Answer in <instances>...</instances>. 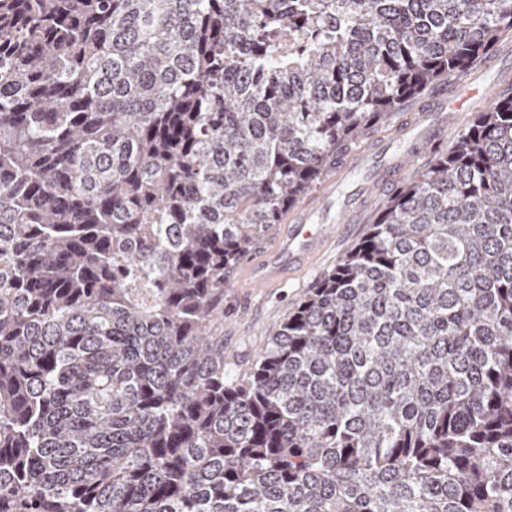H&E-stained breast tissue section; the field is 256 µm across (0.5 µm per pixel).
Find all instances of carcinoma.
<instances>
[{"mask_svg": "<svg viewBox=\"0 0 512 512\" xmlns=\"http://www.w3.org/2000/svg\"><path fill=\"white\" fill-rule=\"evenodd\" d=\"M512 0H0V512H512V83L236 376L224 276Z\"/></svg>", "mask_w": 512, "mask_h": 512, "instance_id": "cac0c4a2", "label": "carcinoma"}]
</instances>
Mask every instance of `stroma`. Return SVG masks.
<instances>
[{"label": "stroma", "instance_id": "obj_1", "mask_svg": "<svg viewBox=\"0 0 512 512\" xmlns=\"http://www.w3.org/2000/svg\"><path fill=\"white\" fill-rule=\"evenodd\" d=\"M512 79V37L505 38L492 57L476 68L470 79L496 93L504 78ZM335 175L304 199L303 205L315 209V223L328 226L329 235L322 251L306 266L284 275L273 285L257 288L245 277L247 262L261 258L279 239L283 227L276 224L261 233L255 246L238 263L224 281V348L231 356L237 374L251 371L267 340L274 336L298 304L304 300L317 278L339 263L360 241L373 223L377 212L402 187V180L380 184L372 199L356 213L337 218L335 207L321 208L322 194Z\"/></svg>", "mask_w": 512, "mask_h": 512}]
</instances>
